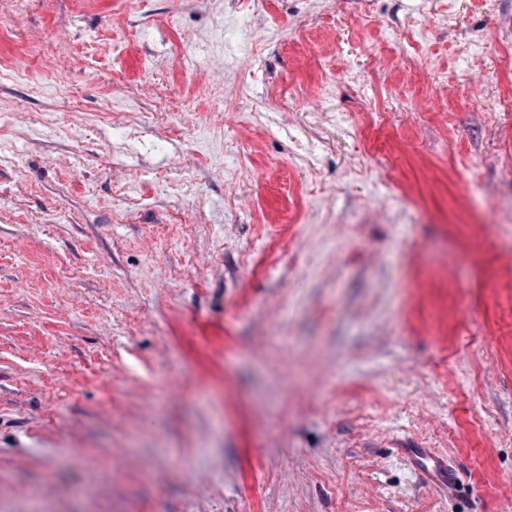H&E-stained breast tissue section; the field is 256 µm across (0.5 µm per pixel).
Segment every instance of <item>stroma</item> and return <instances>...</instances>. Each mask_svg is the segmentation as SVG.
<instances>
[{"instance_id": "1", "label": "stroma", "mask_w": 512, "mask_h": 512, "mask_svg": "<svg viewBox=\"0 0 512 512\" xmlns=\"http://www.w3.org/2000/svg\"><path fill=\"white\" fill-rule=\"evenodd\" d=\"M1 56L0 512H512V0H0ZM405 453L410 456L413 465L426 479L436 484L448 485V489L454 485V471L443 456L429 448H408L405 449Z\"/></svg>"}]
</instances>
